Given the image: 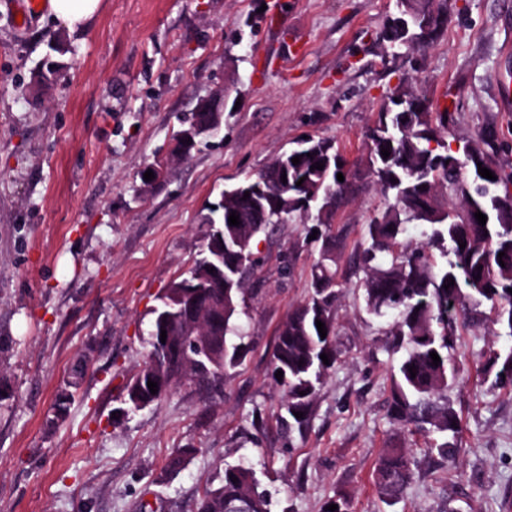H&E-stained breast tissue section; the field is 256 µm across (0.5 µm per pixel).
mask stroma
Wrapping results in <instances>:
<instances>
[{"label":"stroma","instance_id":"obj_1","mask_svg":"<svg viewBox=\"0 0 512 512\" xmlns=\"http://www.w3.org/2000/svg\"><path fill=\"white\" fill-rule=\"evenodd\" d=\"M286 2L273 17L263 0H105L79 36L45 12L17 30L0 4V512H139L144 501L197 512L203 487L238 461L255 468L271 512H321L333 496L349 512H512V392L477 377L489 347L512 346L491 321L455 341L464 373L448 397L462 450L447 471L429 467L423 436L388 422L398 357L385 350L386 321L364 311L355 275L336 303L339 360L303 434H282L272 352L318 257L302 246V223L271 226L257 245L241 318L250 350L221 392L186 381L122 412L147 359L151 310L198 256L209 206L293 141H335L359 176L335 217L345 268L383 203L364 175L365 134L402 76L431 112L447 113L457 138L494 130V159L512 173V112L497 98L512 72V0H450L432 45L389 60L377 35L398 0ZM50 67V84H37ZM218 89L220 134L141 195L140 173L165 156L179 117ZM80 363L69 413L56 420L55 398ZM392 440L418 467L389 506L373 471ZM178 448L194 454L166 474Z\"/></svg>","mask_w":512,"mask_h":512}]
</instances>
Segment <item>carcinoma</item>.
<instances>
[{"mask_svg":"<svg viewBox=\"0 0 512 512\" xmlns=\"http://www.w3.org/2000/svg\"><path fill=\"white\" fill-rule=\"evenodd\" d=\"M447 0H401L399 14L408 18L401 27L391 18L380 39L396 48L424 47L439 38L447 17ZM207 119L223 121V113L193 112L171 138L180 146L183 128ZM366 175L385 198V207L374 213L367 224L365 239L357 245L356 266L364 273L361 280L363 301L368 313L392 319L389 349L404 356L392 375V401L389 417L410 432L432 437L428 453H437L439 465L448 466L461 451V419L448 399V390L459 383L463 369L451 350L455 336L474 325L478 309L485 306L487 318L512 337V174L491 159L494 140L480 137L464 140L458 148L448 142V113L433 123L426 99L404 83L382 105L374 124L368 128ZM389 149L383 158L381 149ZM300 163H292L293 155ZM494 173L490 180L478 173L477 163ZM288 167L287 182L280 177V164ZM316 163L321 170L311 169ZM343 174L344 181L337 180ZM305 181H300V178ZM302 185H296V182ZM252 194L262 210L251 215L248 243L238 242V233L228 223L229 207H216L209 220L210 232L202 256H214L224 249V268L232 287L225 299L221 289L205 288L206 301L222 305L220 333L224 336V369L206 372L200 378L188 377L210 388L223 382L224 371L242 364L249 352L241 342L247 269L253 267L254 242L267 228L285 224L299 216L318 230L311 245L321 242L319 258L311 275V293L278 329L271 359L272 378L283 391V405L276 415L279 429L291 434L309 423L318 386L338 362L335 302L347 281L336 256V240L331 227L338 208L353 198L356 187L348 162L335 142L309 137L303 148L279 156L255 177L239 184ZM487 217L480 225L475 213ZM423 224L427 231L421 240L405 238L406 226ZM466 243L460 248V243ZM505 256L498 257L499 253ZM206 270L199 260L187 276L171 284L159 297L163 300L181 290L184 283L202 285ZM454 282L444 288L448 282ZM325 324L321 337L316 321ZM440 357L433 365L430 353ZM328 356L324 364L320 355ZM416 376H411L410 367ZM482 378L493 377L492 386L512 391V347L494 351L479 369ZM303 417H295V413ZM194 448H178L169 456L166 468L181 469ZM374 484L380 500L394 504L403 499L414 481L408 449L389 443L376 464ZM251 493L248 512H270L271 501L259 490L256 472L240 463L224 464L219 486L208 487L198 500L197 512H224L226 505Z\"/></svg>","mask_w":512,"mask_h":512,"instance_id":"carcinoma-1","label":"carcinoma"}]
</instances>
